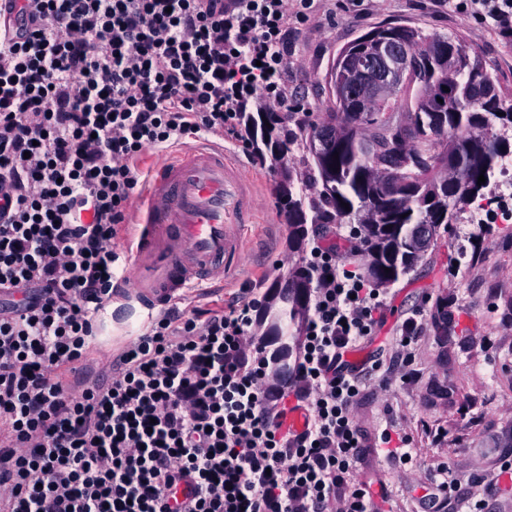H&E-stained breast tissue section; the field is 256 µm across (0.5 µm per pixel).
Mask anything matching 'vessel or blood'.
Returning a JSON list of instances; mask_svg holds the SVG:
<instances>
[{
    "mask_svg": "<svg viewBox=\"0 0 512 512\" xmlns=\"http://www.w3.org/2000/svg\"><path fill=\"white\" fill-rule=\"evenodd\" d=\"M253 198L223 144L196 137L160 160L132 205L131 266L116 280L121 299L145 315L192 285L224 283L240 267Z\"/></svg>",
    "mask_w": 512,
    "mask_h": 512,
    "instance_id": "b4317fda",
    "label": "vessel or blood"
}]
</instances>
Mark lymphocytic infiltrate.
<instances>
[{"label": "lymphocytic infiltrate", "mask_w": 512, "mask_h": 512, "mask_svg": "<svg viewBox=\"0 0 512 512\" xmlns=\"http://www.w3.org/2000/svg\"><path fill=\"white\" fill-rule=\"evenodd\" d=\"M315 0H7L0 36V512H379L352 410L383 363L345 355L387 296L312 229L290 375L245 288L152 313L90 367L127 257L138 159L247 138L258 91L293 114L288 51ZM294 116L293 137L303 115ZM303 410L302 431L280 430Z\"/></svg>", "instance_id": "f902f5d3"}]
</instances>
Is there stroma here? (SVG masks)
I'll return each mask as SVG.
<instances>
[{"instance_id": "stroma-1", "label": "stroma", "mask_w": 512, "mask_h": 512, "mask_svg": "<svg viewBox=\"0 0 512 512\" xmlns=\"http://www.w3.org/2000/svg\"><path fill=\"white\" fill-rule=\"evenodd\" d=\"M324 12L301 26L289 55L293 103L320 121L330 111L327 74L340 50L365 32L394 23L455 36L474 49L495 74L505 106L512 107V39L466 11L459 0H371L366 13L349 0H322ZM257 189L256 216L245 228L241 270L227 294L251 287L266 294L299 261L288 247L289 230L276 191L278 165L254 163L251 143L230 148ZM383 322L360 350L391 358L404 319L425 307L421 339L410 367L392 366L371 380L354 407L368 441L393 427L412 438L410 461L364 449L358 478L373 492L387 490L394 512H432L433 468L448 464L460 494L480 498L473 474L496 475L503 453L495 437L512 428V220L500 211L474 222L470 210L443 226L427 254L387 289Z\"/></svg>"}]
</instances>
